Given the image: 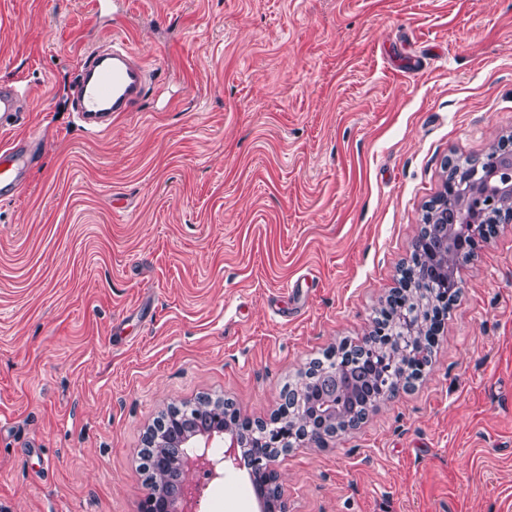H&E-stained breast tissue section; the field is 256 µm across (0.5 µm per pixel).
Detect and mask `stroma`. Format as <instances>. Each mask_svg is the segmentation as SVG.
Segmentation results:
<instances>
[{"mask_svg": "<svg viewBox=\"0 0 512 512\" xmlns=\"http://www.w3.org/2000/svg\"><path fill=\"white\" fill-rule=\"evenodd\" d=\"M0 0V512H141L142 452L206 397L270 419L364 336L447 160L512 135V0ZM127 38L149 79L87 126L69 87ZM288 512H512V223L481 242L419 378L281 454ZM248 470L198 512H259ZM27 110V97L14 84L0 82V124L3 120L18 123L23 120ZM37 147L28 140L0 148V197L12 198L22 189Z\"/></svg>", "mask_w": 512, "mask_h": 512, "instance_id": "obj_1", "label": "stroma"}]
</instances>
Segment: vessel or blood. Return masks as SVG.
I'll use <instances>...</instances> for the list:
<instances>
[{
  "label": "vessel or blood",
  "instance_id": "obj_1",
  "mask_svg": "<svg viewBox=\"0 0 512 512\" xmlns=\"http://www.w3.org/2000/svg\"><path fill=\"white\" fill-rule=\"evenodd\" d=\"M147 80L145 66L134 58L133 49L115 38L107 52H90L77 77L76 110L88 124H104L112 113L129 111L140 99ZM27 97L6 81L0 82V121L14 123L24 118ZM36 153L28 140L0 148V197L19 194Z\"/></svg>",
  "mask_w": 512,
  "mask_h": 512
}]
</instances>
